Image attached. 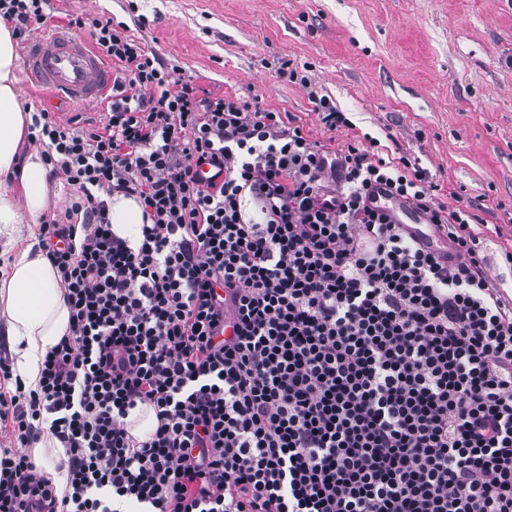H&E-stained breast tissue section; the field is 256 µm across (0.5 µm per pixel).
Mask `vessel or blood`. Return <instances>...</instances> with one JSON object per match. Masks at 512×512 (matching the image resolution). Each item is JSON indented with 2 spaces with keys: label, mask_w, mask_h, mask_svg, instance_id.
I'll list each match as a JSON object with an SVG mask.
<instances>
[{
  "label": "vessel or blood",
  "mask_w": 512,
  "mask_h": 512,
  "mask_svg": "<svg viewBox=\"0 0 512 512\" xmlns=\"http://www.w3.org/2000/svg\"><path fill=\"white\" fill-rule=\"evenodd\" d=\"M25 67L28 86L56 102L76 106L93 103L112 87V69L103 57L84 41L63 32L30 42L25 51ZM376 199L396 222H410L413 231H420L423 221L419 214L384 194H377Z\"/></svg>",
  "instance_id": "vessel-or-blood-1"
}]
</instances>
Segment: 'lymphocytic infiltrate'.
Returning <instances> with one entry per match:
<instances>
[{
	"mask_svg": "<svg viewBox=\"0 0 512 512\" xmlns=\"http://www.w3.org/2000/svg\"><path fill=\"white\" fill-rule=\"evenodd\" d=\"M49 6L0 0V19L23 41ZM67 27L116 75L101 126L32 115L73 190L37 229L70 319L36 388L4 389L0 356V512H512V301L469 205L369 134L332 150L176 76L111 19ZM279 73L347 126L306 68ZM379 185L449 253L388 221ZM113 194L143 209L138 247L111 230ZM45 430L61 491L30 454Z\"/></svg>",
	"mask_w": 512,
	"mask_h": 512,
	"instance_id": "obj_1",
	"label": "lymphocytic infiltrate"
}]
</instances>
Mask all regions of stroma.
I'll return each instance as SVG.
<instances>
[{"label":"stroma","instance_id":"obj_1","mask_svg":"<svg viewBox=\"0 0 512 512\" xmlns=\"http://www.w3.org/2000/svg\"><path fill=\"white\" fill-rule=\"evenodd\" d=\"M70 16L112 19L177 75L295 115L313 139L377 137L418 158L441 199L463 198L483 226L489 273L512 299V0H51ZM348 118L323 130L281 58Z\"/></svg>","mask_w":512,"mask_h":512}]
</instances>
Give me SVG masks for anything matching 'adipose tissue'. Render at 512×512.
Segmentation results:
<instances>
[{"label":"adipose tissue","mask_w":512,"mask_h":512,"mask_svg":"<svg viewBox=\"0 0 512 512\" xmlns=\"http://www.w3.org/2000/svg\"><path fill=\"white\" fill-rule=\"evenodd\" d=\"M19 57L10 27L0 20V237L14 235L19 224L37 223L50 195L46 166L39 152L21 153L31 122L18 89ZM113 232L129 246L142 240L140 203L123 195L107 199ZM0 318L8 348L25 387H36L41 362L64 336L69 309L55 268L45 253L27 245L16 256L10 274L0 280Z\"/></svg>","instance_id":"obj_1"}]
</instances>
